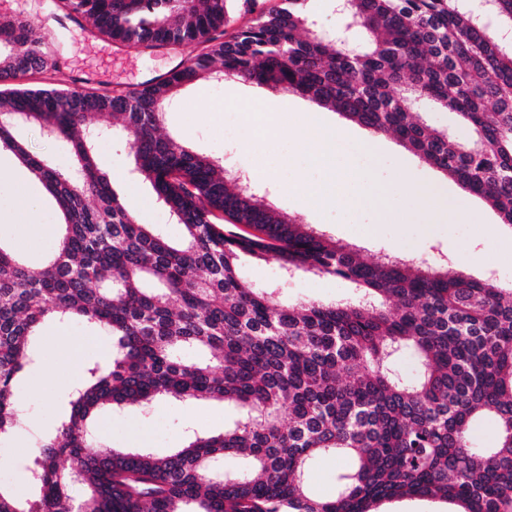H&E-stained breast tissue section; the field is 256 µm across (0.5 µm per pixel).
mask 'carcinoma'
<instances>
[{"mask_svg": "<svg viewBox=\"0 0 512 512\" xmlns=\"http://www.w3.org/2000/svg\"><path fill=\"white\" fill-rule=\"evenodd\" d=\"M258 0H65L115 42L203 51L141 90L97 94L25 88L18 74L46 68L27 26L0 23V149L13 153L63 217L48 260L30 264L0 245V437L22 421L14 383L31 365L39 327L73 316L106 328L112 359L86 369L70 412L27 467L33 493L0 488V512H376L394 499L449 501L459 512H512V288L450 274L443 263L363 261L300 224L228 174L223 163L161 134L163 106L198 80L231 78L298 94L377 135L485 199L512 224V0H491L489 26L461 0H348L356 54L323 36L308 0L262 9L229 39L228 3ZM431 102L472 133L464 143L418 112ZM95 116L121 117L137 175L178 216L183 235L142 224L96 164ZM34 126L66 142L75 173L17 137ZM274 259L362 287L355 301L285 303L240 276L245 257ZM194 346L202 358L179 350ZM413 354L417 375L392 368ZM161 396L208 399L239 419L158 457L99 448L90 423L106 406ZM496 422L490 448L474 425ZM354 465L336 493H309L318 457ZM227 455L246 467L219 472ZM85 487L78 504L69 494Z\"/></svg>", "mask_w": 512, "mask_h": 512, "instance_id": "carcinoma-1", "label": "carcinoma"}]
</instances>
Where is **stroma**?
<instances>
[{"mask_svg": "<svg viewBox=\"0 0 512 512\" xmlns=\"http://www.w3.org/2000/svg\"><path fill=\"white\" fill-rule=\"evenodd\" d=\"M5 11L23 15L32 35L54 45L62 61L57 71L19 74L17 82L23 86H63L97 93L131 91L165 76L201 51L193 43L145 48L113 42L84 29L82 18L69 17L63 0H0V13ZM255 101L277 116L282 133L248 140V128L237 124L231 105ZM307 114L328 128L332 162L373 177L393 179L389 204L398 215L397 221L379 224L367 210L309 208L303 204L299 187L326 180L325 167L294 139L299 117ZM228 125L236 128L230 138L224 135ZM161 131L245 174L279 210L356 248L366 261L384 257L444 261L449 268L476 278L491 275L502 286L512 287V226L502 224L489 203L413 156L395 138L375 140L381 154L372 156L375 147L367 145L373 140L369 130L299 95L261 91L239 81L202 80L182 89L177 104L166 110ZM131 157L124 139L105 138L97 144L101 171L136 210L141 223L159 225L168 237L180 239L181 225L157 201L151 186L131 176ZM22 192L38 200L39 223H59L51 196L12 153L1 150L0 207H11ZM0 244L38 265L48 258L56 240L30 237L21 223H0ZM241 272L252 283L275 289L287 302L327 303L358 297L349 281L304 273L287 277L272 260H246ZM111 356L112 338L105 328L89 326L77 317L49 319L42 324L33 362L14 389L23 413L22 424L11 438L0 441V460L9 463L8 472L0 476L1 485L13 487L18 495H29L26 467L35 441L54 432L65 410L70 362L105 365ZM237 418L235 411L215 401L161 398L146 406L102 409L91 433L95 444L103 447L147 448L165 456L193 435L223 433Z\"/></svg>", "mask_w": 512, "mask_h": 512, "instance_id": "35a3bbf8", "label": "stroma"}]
</instances>
